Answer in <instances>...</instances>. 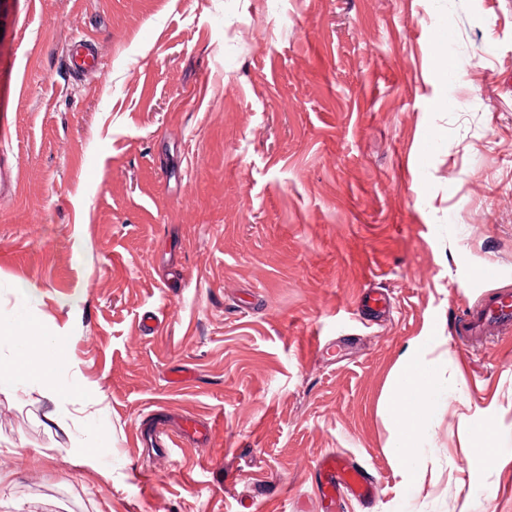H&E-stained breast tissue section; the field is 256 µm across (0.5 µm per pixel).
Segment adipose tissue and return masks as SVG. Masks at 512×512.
<instances>
[{
  "instance_id": "obj_1",
  "label": "adipose tissue",
  "mask_w": 512,
  "mask_h": 512,
  "mask_svg": "<svg viewBox=\"0 0 512 512\" xmlns=\"http://www.w3.org/2000/svg\"><path fill=\"white\" fill-rule=\"evenodd\" d=\"M446 388L432 375L419 348L408 350L400 359L390 412L396 425L390 444L391 455L405 483L417 485L414 461L420 452V438L436 396Z\"/></svg>"
}]
</instances>
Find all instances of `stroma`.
Masks as SVG:
<instances>
[{
	"label": "stroma",
	"instance_id": "1",
	"mask_svg": "<svg viewBox=\"0 0 512 512\" xmlns=\"http://www.w3.org/2000/svg\"><path fill=\"white\" fill-rule=\"evenodd\" d=\"M0 132V512H326L331 450L376 486L335 512H512V333L455 334L512 289V0H0ZM419 337L449 394L412 488ZM57 344L51 402L21 351ZM157 409L208 445L142 454ZM421 341L408 350L400 359L396 375L390 412L397 425L389 446L397 469L408 486L420 481L414 461L419 452L420 438L425 427L426 416L430 415L434 399L447 393L428 368L420 354ZM408 425L401 427V424ZM469 456L468 460L478 467L485 466L495 461L498 457L496 451L497 438L491 431H482L471 434L469 437Z\"/></svg>",
	"mask_w": 512,
	"mask_h": 512
}]
</instances>
